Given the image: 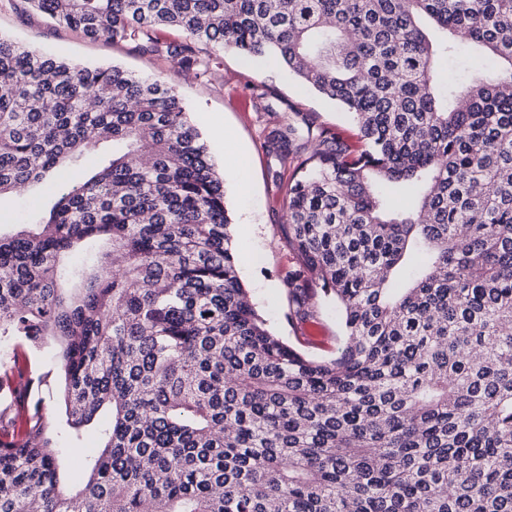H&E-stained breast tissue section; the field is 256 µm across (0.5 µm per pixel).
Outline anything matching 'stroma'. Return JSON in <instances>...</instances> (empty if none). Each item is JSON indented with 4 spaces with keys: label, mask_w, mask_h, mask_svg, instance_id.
<instances>
[{
    "label": "stroma",
    "mask_w": 512,
    "mask_h": 512,
    "mask_svg": "<svg viewBox=\"0 0 512 512\" xmlns=\"http://www.w3.org/2000/svg\"><path fill=\"white\" fill-rule=\"evenodd\" d=\"M0 37L89 67L117 65L142 77L171 79L224 179L239 274L254 306L288 344L319 360L335 358L345 336L332 297L314 290L312 314L304 320L291 314L288 303L287 277L297 263L279 227L288 221V178L304 151L292 145L288 159L280 160L267 137L275 126L287 123L351 132L353 124L343 108L303 88L279 65L250 63L232 52L222 54L212 76L184 77L166 57L138 53L125 42L84 38L55 26L23 0H0ZM51 193L48 187H30L0 198V229L22 231L23 216L43 208ZM41 370L50 383L39 395L52 411L66 450L61 476L66 484H77L83 479L79 463L95 448L97 436L88 430L78 441L69 440L52 357L44 358Z\"/></svg>",
    "instance_id": "obj_1"
}]
</instances>
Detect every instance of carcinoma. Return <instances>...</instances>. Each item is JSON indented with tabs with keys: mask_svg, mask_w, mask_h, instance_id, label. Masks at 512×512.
<instances>
[{
	"mask_svg": "<svg viewBox=\"0 0 512 512\" xmlns=\"http://www.w3.org/2000/svg\"><path fill=\"white\" fill-rule=\"evenodd\" d=\"M24 2L197 77L273 58L357 142L321 130L288 182L295 315L315 284L344 321L316 360L249 301L175 87L0 38V197L70 174L0 232V512H512V0ZM49 343L67 426L101 439L75 491L34 398Z\"/></svg>",
	"mask_w": 512,
	"mask_h": 512,
	"instance_id": "carcinoma-1",
	"label": "carcinoma"
}]
</instances>
